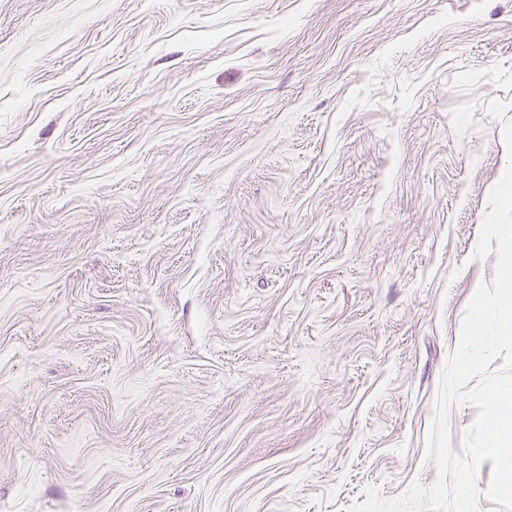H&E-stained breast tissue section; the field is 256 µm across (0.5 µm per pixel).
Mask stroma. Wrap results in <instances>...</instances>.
I'll return each instance as SVG.
<instances>
[{
  "mask_svg": "<svg viewBox=\"0 0 512 512\" xmlns=\"http://www.w3.org/2000/svg\"><path fill=\"white\" fill-rule=\"evenodd\" d=\"M508 121L512 0H0V512L432 486Z\"/></svg>",
  "mask_w": 512,
  "mask_h": 512,
  "instance_id": "35a3bbf8",
  "label": "stroma"
}]
</instances>
